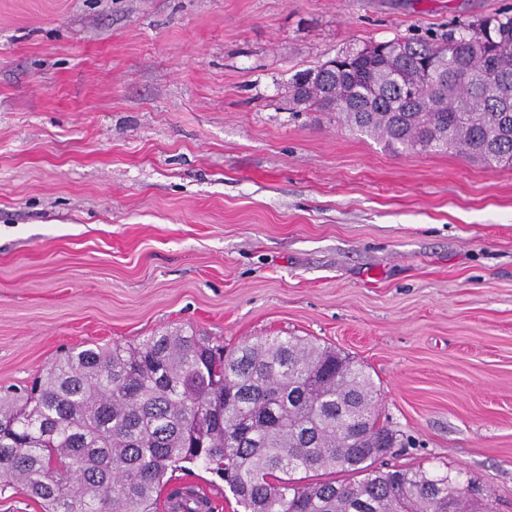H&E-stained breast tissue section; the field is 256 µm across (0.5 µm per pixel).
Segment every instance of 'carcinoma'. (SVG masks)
<instances>
[{"label":"carcinoma","mask_w":512,"mask_h":512,"mask_svg":"<svg viewBox=\"0 0 512 512\" xmlns=\"http://www.w3.org/2000/svg\"><path fill=\"white\" fill-rule=\"evenodd\" d=\"M404 44L396 65L347 52L292 82L293 104L393 149L512 166V16ZM439 71L402 85L404 72ZM370 374L335 349L277 336L230 352L182 330L68 351L28 393L0 391V484L43 512H156L168 473L201 464L242 512H493L459 477L374 467L397 433L371 417ZM345 473L310 481L295 474Z\"/></svg>","instance_id":"1"}]
</instances>
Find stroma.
<instances>
[{
  "mask_svg": "<svg viewBox=\"0 0 512 512\" xmlns=\"http://www.w3.org/2000/svg\"><path fill=\"white\" fill-rule=\"evenodd\" d=\"M512 0H0V387L73 347L303 336L512 512V167L298 112L295 73ZM235 512L223 479L175 471Z\"/></svg>",
  "mask_w": 512,
  "mask_h": 512,
  "instance_id": "1",
  "label": "stroma"
}]
</instances>
